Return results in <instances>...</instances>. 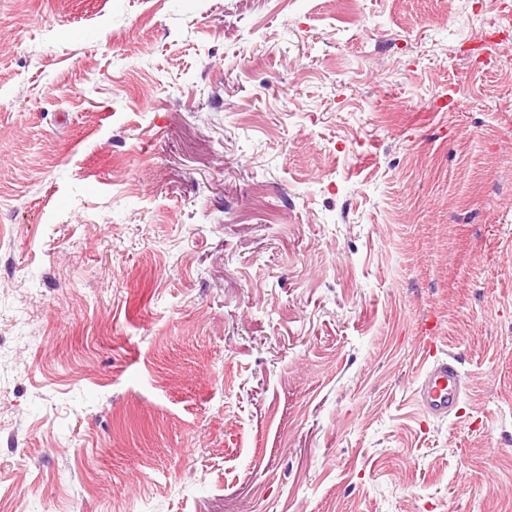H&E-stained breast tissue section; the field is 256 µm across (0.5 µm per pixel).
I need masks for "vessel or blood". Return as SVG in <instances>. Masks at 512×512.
Segmentation results:
<instances>
[{"label":"vessel or blood","instance_id":"b4317fda","mask_svg":"<svg viewBox=\"0 0 512 512\" xmlns=\"http://www.w3.org/2000/svg\"><path fill=\"white\" fill-rule=\"evenodd\" d=\"M461 393L460 372L454 361H425L416 390V403L425 414L446 417L458 404Z\"/></svg>","mask_w":512,"mask_h":512}]
</instances>
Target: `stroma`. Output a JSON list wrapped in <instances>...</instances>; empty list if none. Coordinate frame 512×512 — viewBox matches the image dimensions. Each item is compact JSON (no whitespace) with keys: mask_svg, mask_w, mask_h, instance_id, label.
<instances>
[{"mask_svg":"<svg viewBox=\"0 0 512 512\" xmlns=\"http://www.w3.org/2000/svg\"><path fill=\"white\" fill-rule=\"evenodd\" d=\"M511 8L0 0V512H512ZM431 348L424 357V370L416 390V403L427 415L447 417L461 399L460 372L453 361L434 359Z\"/></svg>","mask_w":512,"mask_h":512,"instance_id":"stroma-1","label":"stroma"}]
</instances>
